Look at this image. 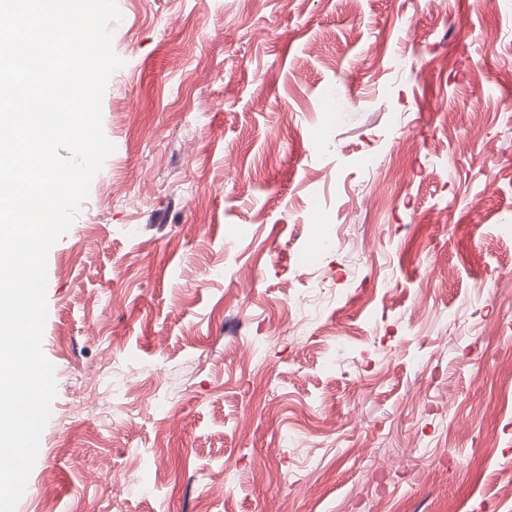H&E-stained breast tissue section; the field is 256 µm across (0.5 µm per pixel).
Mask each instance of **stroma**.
Returning <instances> with one entry per match:
<instances>
[{
    "mask_svg": "<svg viewBox=\"0 0 512 512\" xmlns=\"http://www.w3.org/2000/svg\"><path fill=\"white\" fill-rule=\"evenodd\" d=\"M117 3L16 512H512V0Z\"/></svg>",
    "mask_w": 512,
    "mask_h": 512,
    "instance_id": "obj_1",
    "label": "stroma"
}]
</instances>
